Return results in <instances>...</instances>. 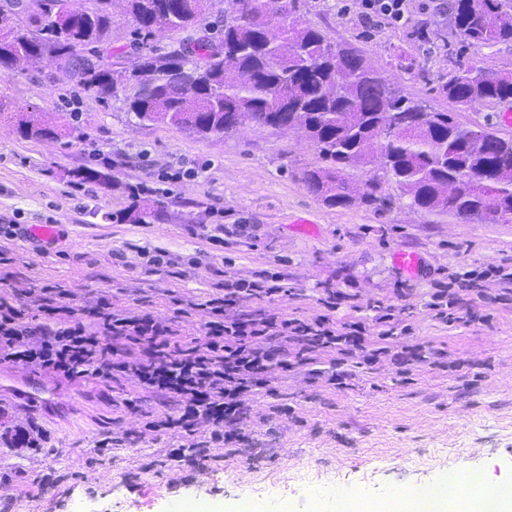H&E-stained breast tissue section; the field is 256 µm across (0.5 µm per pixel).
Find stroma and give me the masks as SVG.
<instances>
[{"mask_svg":"<svg viewBox=\"0 0 512 512\" xmlns=\"http://www.w3.org/2000/svg\"><path fill=\"white\" fill-rule=\"evenodd\" d=\"M304 20L332 42L359 51L406 95L448 107L440 82L469 61L512 71V43L460 47L450 14L433 0H410L402 21L361 16L359 0H299ZM435 41L421 49L418 36ZM132 19L110 25L112 65L137 59ZM38 108L68 124L56 140L22 137L15 116ZM321 159L288 130L247 124L202 140L162 124L136 123L121 100H103L44 61L0 76V225L56 227L53 242L0 232V262L14 277L0 296L65 290L79 320L139 307L173 321L184 347L203 339L206 302L225 276L280 275L281 290L255 299L260 318L331 314L378 331L376 308L392 309L411 330L398 339L401 359H349L344 384L312 375L302 356L276 368L257 394L244 396L231 447L199 458L203 431L157 434L149 404L125 379L51 376L63 409L26 412L48 433L40 450L0 449V484L11 512H168L173 498H205L220 512L248 499L262 512H329L334 501L383 500L398 486L438 481L449 470H478L512 482V286L491 275L463 292L446 323L427 303L439 286L468 270L495 265L512 272V221L480 223L410 207L394 183L384 201L330 207L309 191L305 170ZM90 167L110 184H76ZM143 188L138 222L122 221L130 187ZM224 241L211 240L216 225ZM421 257L403 275L393 253ZM340 296L327 311L330 296ZM183 316H176V309ZM184 448L180 466L168 449ZM111 485H89L98 470Z\"/></svg>","mask_w":512,"mask_h":512,"instance_id":"35a3bbf8","label":"stroma"}]
</instances>
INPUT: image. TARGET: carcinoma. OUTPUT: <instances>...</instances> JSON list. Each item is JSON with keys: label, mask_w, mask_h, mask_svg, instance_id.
I'll return each mask as SVG.
<instances>
[{"label": "carcinoma", "mask_w": 512, "mask_h": 512, "mask_svg": "<svg viewBox=\"0 0 512 512\" xmlns=\"http://www.w3.org/2000/svg\"><path fill=\"white\" fill-rule=\"evenodd\" d=\"M122 1L139 33L150 38L158 22L170 32L206 19L210 0H85L79 21L56 22L67 0H28L27 24L0 41L3 71L51 59L101 99L122 93L141 122L190 129L206 139L227 131L234 115L263 125L288 124L315 147L323 164L304 172L308 189L330 207L378 198L394 182L411 206L432 214L497 223L512 214V139L493 124H464L457 113L512 100V72L491 73L476 62L441 81L454 111L435 110L395 87L356 51L332 43L304 22L297 0H227L232 10L211 36L154 47L136 65L112 69L106 46L111 6ZM456 36L489 47L512 42V0H454ZM399 112L426 114L389 139L381 132ZM30 138H60L62 131L37 111L18 118ZM385 168L359 189L349 169Z\"/></svg>", "instance_id": "1"}]
</instances>
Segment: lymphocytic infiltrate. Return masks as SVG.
I'll use <instances>...</instances> for the list:
<instances>
[{
  "label": "lymphocytic infiltrate",
  "mask_w": 512,
  "mask_h": 512,
  "mask_svg": "<svg viewBox=\"0 0 512 512\" xmlns=\"http://www.w3.org/2000/svg\"><path fill=\"white\" fill-rule=\"evenodd\" d=\"M262 280H225L223 296L209 299L213 315L205 342L181 349L179 334L151 311L131 309L103 313L86 324L75 317L68 292H43L16 304L0 298V362L15 361L30 369L66 378L131 375L145 400L168 407L150 421L161 431L176 420L212 424L213 443L225 441L238 423V398L271 382L280 357L300 350L309 354L335 350L368 330L362 321L336 322L320 317L265 320L242 312L245 301L271 293ZM53 314L45 328L26 320L27 308Z\"/></svg>",
  "instance_id": "f902f5d3"
}]
</instances>
